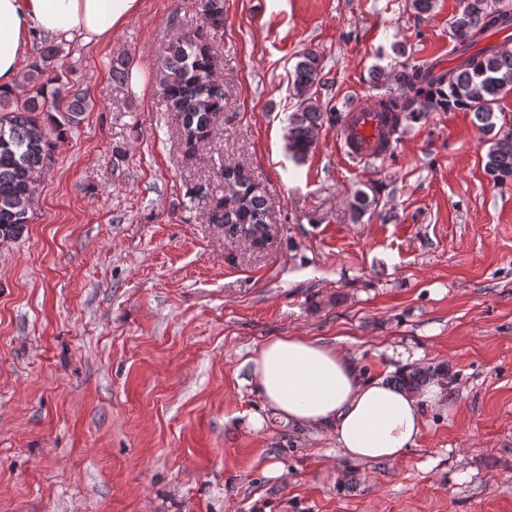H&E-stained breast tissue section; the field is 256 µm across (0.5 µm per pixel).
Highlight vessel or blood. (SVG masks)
<instances>
[{
    "label": "vessel or blood",
    "instance_id": "obj_1",
    "mask_svg": "<svg viewBox=\"0 0 512 512\" xmlns=\"http://www.w3.org/2000/svg\"><path fill=\"white\" fill-rule=\"evenodd\" d=\"M385 126L384 115L377 100H358L349 107L340 125L341 154L352 160L373 155Z\"/></svg>",
    "mask_w": 512,
    "mask_h": 512
}]
</instances>
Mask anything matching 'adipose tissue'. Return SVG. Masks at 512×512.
<instances>
[{"label":"adipose tissue","mask_w":512,"mask_h":512,"mask_svg":"<svg viewBox=\"0 0 512 512\" xmlns=\"http://www.w3.org/2000/svg\"><path fill=\"white\" fill-rule=\"evenodd\" d=\"M140 0H0V90H13L33 37L111 42ZM247 382L274 413L310 430L326 429L354 461H396L414 447L423 409L438 387L403 390L363 377L335 345L306 336H277L250 356Z\"/></svg>","instance_id":"adipose-tissue-1"}]
</instances>
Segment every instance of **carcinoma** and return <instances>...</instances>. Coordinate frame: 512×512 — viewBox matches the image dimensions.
I'll return each instance as SVG.
<instances>
[{"label":"carcinoma","mask_w":512,"mask_h":512,"mask_svg":"<svg viewBox=\"0 0 512 512\" xmlns=\"http://www.w3.org/2000/svg\"><path fill=\"white\" fill-rule=\"evenodd\" d=\"M199 11L202 24L167 43L158 69L166 111L179 121L187 160L197 159L224 114V85L216 77L218 61L212 53V42L224 31V0H199ZM507 18L509 10L496 6L495 0H461L450 24L460 61L441 72L434 62L404 63L396 70L397 88L388 89L379 101L383 111L395 117L389 134L404 120L422 118L427 106L469 111L490 135L486 171L499 183L512 179V120L500 112V102L512 95V49L487 45L469 54L481 36ZM65 61L58 46H44L14 90L0 95V242L26 230L37 178L52 159L54 139L78 125L86 111L83 92L66 93L57 86ZM322 69L321 56L311 49L300 54L294 67L293 85L301 102L288 115L287 150L297 164L307 159L321 129L344 117L336 106L308 96L322 83ZM188 196L207 208L210 223L224 226L225 238L251 239L261 246L267 242V189L249 167L226 165L220 189L199 183ZM440 376L439 367H415L399 373L395 384L418 390Z\"/></svg>","instance_id":"obj_1"}]
</instances>
